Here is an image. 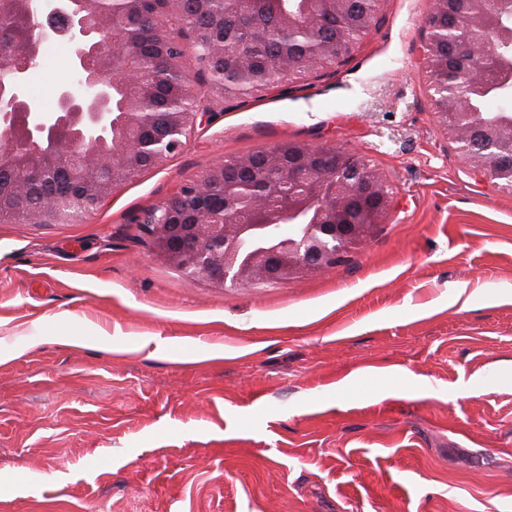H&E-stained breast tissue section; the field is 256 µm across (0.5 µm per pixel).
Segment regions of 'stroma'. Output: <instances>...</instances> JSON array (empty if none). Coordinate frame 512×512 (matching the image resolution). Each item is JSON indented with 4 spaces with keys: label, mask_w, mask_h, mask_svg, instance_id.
Returning <instances> with one entry per match:
<instances>
[{
    "label": "stroma",
    "mask_w": 512,
    "mask_h": 512,
    "mask_svg": "<svg viewBox=\"0 0 512 512\" xmlns=\"http://www.w3.org/2000/svg\"><path fill=\"white\" fill-rule=\"evenodd\" d=\"M428 8L380 0L344 65L242 102L172 29L210 121L83 222L0 224V512H512V193L441 124ZM288 143L390 185L350 260L223 288L153 253L143 210Z\"/></svg>",
    "instance_id": "stroma-1"
}]
</instances>
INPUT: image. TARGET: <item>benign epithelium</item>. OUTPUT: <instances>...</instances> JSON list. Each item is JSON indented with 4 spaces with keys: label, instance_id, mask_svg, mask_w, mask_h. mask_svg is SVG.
<instances>
[{
    "label": "benign epithelium",
    "instance_id": "benign-epithelium-1",
    "mask_svg": "<svg viewBox=\"0 0 512 512\" xmlns=\"http://www.w3.org/2000/svg\"><path fill=\"white\" fill-rule=\"evenodd\" d=\"M16 7L36 18L28 37L0 50V175L23 166L25 150L40 159L41 172L51 183L77 190L51 194L44 205L30 211L33 223L52 220L69 224L95 214L112 189L127 181L130 170L143 160L158 167L186 144L188 135L201 125L205 112L196 107L186 112L112 111V95L120 87L113 75L112 47L119 45V64L132 77L138 75L139 46L124 38V20L108 6V0H57L50 15L40 13L37 0H0V15ZM480 35L457 41L454 51L470 62V68L435 75L431 89L435 103H445L441 123L458 144L463 161L473 170L496 180L499 169L512 168V122L478 131L492 151L478 156L472 133L463 125L466 97L464 84L475 83V63L489 47L512 44L500 37ZM53 35L67 39L73 50L72 77L56 86V107L42 112L32 106L26 92V76L35 64L39 47ZM158 43L166 50L169 66L179 69L181 46L157 27ZM175 102L196 97L189 76L174 83ZM301 157L297 172L281 165L282 179L309 183L300 197L280 200L269 208L266 201L279 196L275 182L248 179L224 187L223 200L212 203L207 186L224 182L225 164L209 167L198 179L176 189L170 197L136 217L150 236L158 256L177 266L188 277L224 285L250 286L271 278L281 279L296 271H317L340 263L348 250L366 241L367 213H356L350 202L358 189L375 191L379 174L363 158L335 146L311 148L299 144L262 148L253 155L265 161ZM257 208L254 224H240L236 216L242 191ZM274 232L288 240L285 247L244 251L255 235Z\"/></svg>",
    "mask_w": 512,
    "mask_h": 512
}]
</instances>
